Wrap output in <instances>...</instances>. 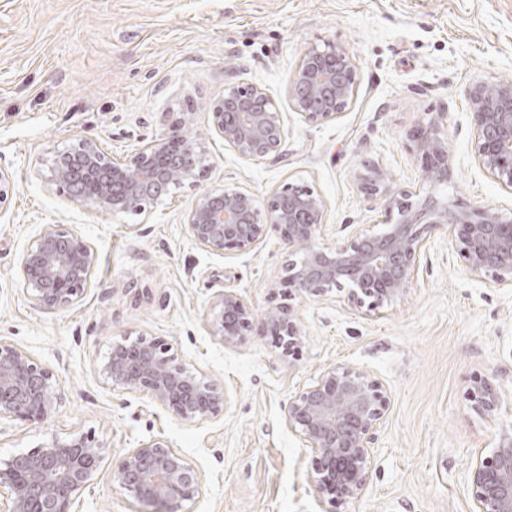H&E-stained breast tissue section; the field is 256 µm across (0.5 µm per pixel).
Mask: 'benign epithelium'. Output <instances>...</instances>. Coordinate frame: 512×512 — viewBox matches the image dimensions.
I'll use <instances>...</instances> for the list:
<instances>
[{
	"mask_svg": "<svg viewBox=\"0 0 512 512\" xmlns=\"http://www.w3.org/2000/svg\"><path fill=\"white\" fill-rule=\"evenodd\" d=\"M288 90L304 121L336 120L356 95L355 64L333 44L314 46L290 77ZM466 96L475 159L496 184L512 192V81L475 80ZM209 119L224 144L245 159L277 160L285 152L283 113L260 86L228 90L211 104ZM173 122L171 134L150 140L124 160L112 159L92 139H78L55 152L45 182L66 191L83 208L145 214L157 201L155 193L169 184H193L205 168L187 114ZM414 150L430 191H395L379 168L359 174V190L383 200L386 221L357 227L331 244L322 237L327 202L306 185L289 183L262 200L226 185L199 195L185 214V226L203 249L246 253L273 230L291 256L285 276L272 284L281 289V300L258 313L237 292H224L211 309L213 335L227 345L246 335L276 336L281 356L294 360L304 344L295 301L345 290L352 308L379 313L406 292L429 243L447 228L470 275L496 288H512V217L489 207L459 210L431 192L448 179L447 138L436 128L421 132ZM14 191L0 169V212L10 205ZM95 263V250L81 235L62 224H47L19 258L22 290L42 310L65 309L89 288ZM100 373L112 386L145 393L188 423L219 416L227 401L225 392L179 360L161 338L113 341ZM471 394L479 413L499 415L503 398L488 380H475ZM57 396L51 370L0 341V419L44 420ZM389 403L378 379L346 364L324 369L289 399L284 423L313 453L311 480L317 492L339 499L361 493ZM101 451L94 434L78 433L53 436L0 459V512H74L100 467ZM112 475L152 512H186V504L203 490L201 473L162 439L124 453ZM465 481L471 512H512V438L503 437L490 454L477 457Z\"/></svg>",
	"mask_w": 512,
	"mask_h": 512,
	"instance_id": "benign-epithelium-1",
	"label": "benign epithelium"
}]
</instances>
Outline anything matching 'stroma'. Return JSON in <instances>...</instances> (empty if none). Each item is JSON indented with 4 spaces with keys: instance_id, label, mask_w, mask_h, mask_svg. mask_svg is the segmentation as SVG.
Here are the masks:
<instances>
[{
    "instance_id": "obj_1",
    "label": "stroma",
    "mask_w": 512,
    "mask_h": 512,
    "mask_svg": "<svg viewBox=\"0 0 512 512\" xmlns=\"http://www.w3.org/2000/svg\"><path fill=\"white\" fill-rule=\"evenodd\" d=\"M332 42L356 65L357 93L341 117L303 122L288 80L308 48ZM512 80V0H0V169L16 192L0 214V340L49 368L63 395L43 422L0 420V459L51 436L95 433L103 461L77 512H136L112 478L118 457L161 438L201 473L187 512H470V463L512 436V288L468 275L450 231L432 239L417 280L379 314L335 292L297 303L298 360L267 336L234 346L213 336L210 309L231 289L255 311L285 273L277 233L247 253L216 255L188 235L195 198L231 183L262 198L288 183L328 203L324 242L380 224V199L357 175L381 168L396 189L421 187L413 136L437 123L448 140V181L462 208L512 211L474 157L466 86ZM266 88L286 118L279 160L242 158L208 129L207 106L238 85ZM189 112L207 167L159 199L148 216L91 213L48 187L54 150L79 138L115 158L169 132ZM64 224L93 246L83 297L59 311L33 305L19 256L43 225ZM159 337L227 394L224 412L181 421L147 395L112 387L99 368L114 339ZM382 381L390 407L363 491L331 502L310 480L313 454L290 432L289 398L336 364ZM486 377L507 402L493 420L468 389Z\"/></svg>"
}]
</instances>
